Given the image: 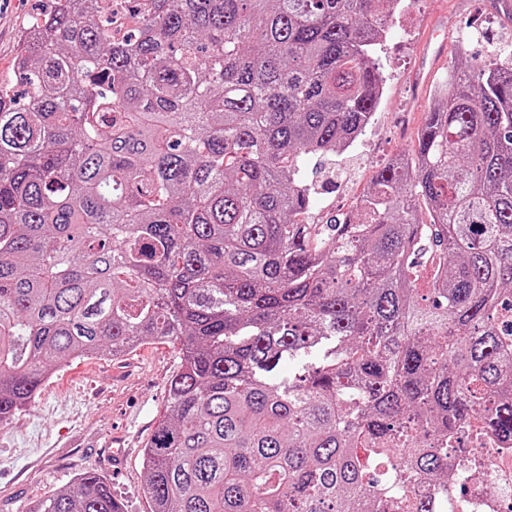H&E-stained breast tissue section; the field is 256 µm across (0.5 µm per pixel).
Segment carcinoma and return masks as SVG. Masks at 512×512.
Instances as JSON below:
<instances>
[{"instance_id":"obj_1","label":"carcinoma","mask_w":512,"mask_h":512,"mask_svg":"<svg viewBox=\"0 0 512 512\" xmlns=\"http://www.w3.org/2000/svg\"><path fill=\"white\" fill-rule=\"evenodd\" d=\"M391 2L145 0L124 42L97 0L31 18L40 91L0 82V424L158 339L151 512H435L416 481L512 444V67L452 62L361 207L302 220L306 161L376 111ZM32 512L122 510L86 472Z\"/></svg>"}]
</instances>
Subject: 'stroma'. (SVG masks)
Returning a JSON list of instances; mask_svg holds the SVG:
<instances>
[{"label":"stroma","mask_w":512,"mask_h":512,"mask_svg":"<svg viewBox=\"0 0 512 512\" xmlns=\"http://www.w3.org/2000/svg\"><path fill=\"white\" fill-rule=\"evenodd\" d=\"M33 5L0 0V81L13 76L18 37ZM444 43L452 59L463 50L481 63H505L512 59V13L496 10L493 0H395L377 52L384 77L379 106L351 148L309 160L306 223L324 224L349 211L379 167L415 147L434 87L448 73L443 64L420 77L421 63ZM178 366L173 344L148 340L122 357L103 353L55 372L0 428V512H31L36 501L86 472L110 483L122 512H151L143 449L164 417L167 382ZM115 434L128 443L117 475L105 446Z\"/></svg>","instance_id":"1"}]
</instances>
